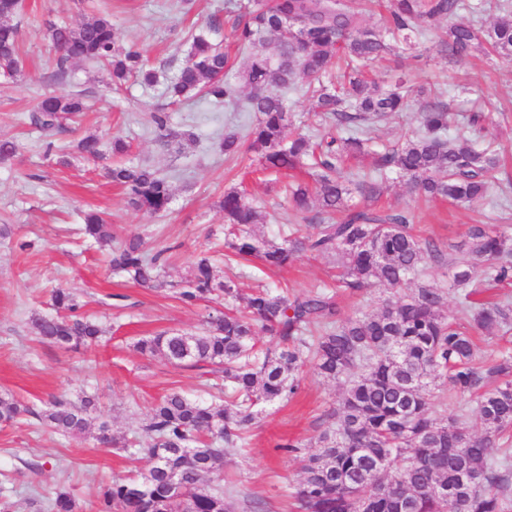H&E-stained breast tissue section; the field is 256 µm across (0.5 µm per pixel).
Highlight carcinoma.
<instances>
[{
  "mask_svg": "<svg viewBox=\"0 0 512 512\" xmlns=\"http://www.w3.org/2000/svg\"><path fill=\"white\" fill-rule=\"evenodd\" d=\"M361 2L373 0H248L232 34L249 50L242 75L249 94L240 98L225 76L228 57L204 34L192 36L188 58L167 90L176 100L201 94L217 103L241 101L259 115L247 139L263 170H295L307 161L314 169L313 184L291 186L289 199L298 213L317 204L318 215L305 232L280 241L255 234L251 225L259 211L239 191L226 192L221 211L234 230L224 236V257H253L280 269L300 253L334 254L337 287L358 292L377 286L396 295L375 313L339 321L333 296L324 291L291 297L281 287L263 286L243 297L233 278L219 277L211 255L199 254L178 298L192 305L218 294L236 306L210 317L204 332L165 331L139 339L135 349L176 366H210L223 374L224 390L209 403L179 392L165 395L142 427L137 448L123 446L146 456L150 467L103 486L97 512H233L235 489L206 485L203 478L241 442L264 405L298 392L309 364L318 377L343 387L331 413L336 427L319 435L314 452L303 454L302 478L291 494L294 512H512V464L491 453L495 437L512 431V354L478 367L472 337L474 331L512 328L511 301L475 299L486 284H512V233L472 224L458 245L466 255L452 275L457 303L468 316V326H461L444 313V289L409 287L418 272L441 259L438 246L417 235L404 215L351 209L352 190L369 198L375 184L339 178L347 158L367 152L375 123L409 107L402 92L363 72L392 50L387 36L409 45L423 23L448 18L455 23L441 43L452 57L463 60L480 48L507 58L512 18L485 28L461 18L466 0H387L380 30L364 24ZM21 9L22 0H0V76L6 80L23 70L18 27L10 23ZM44 27L60 54V75L69 62L81 61L103 66L115 84L131 77L148 86L158 82L142 51L119 43L105 16L77 26L47 21ZM299 77L315 110L331 123L315 138L289 129L285 93L298 88ZM82 111L78 96H50L31 121L60 131ZM448 125V106L436 95L419 131L386 148L380 166L408 177L428 198L472 206L484 199L498 158L471 139L449 138ZM78 150L99 157L102 143L87 136ZM107 178L139 211L154 215L170 207L167 181L147 166L117 164ZM85 232L110 248L113 270L143 287H168L161 254L148 255L141 238L116 240L111 225L94 213L86 216ZM479 267L485 268L480 281ZM53 301L66 315L35 319L34 335L42 342L97 346L102 328L79 313L77 296L58 289ZM267 333L276 344L256 348V337ZM447 385L460 395L477 394L483 433L473 431L464 413L432 416V400ZM94 407L91 397L78 404L55 399L36 411L1 395L0 423L29 414L59 433L81 435L91 427ZM40 509L78 512V504L70 493L58 492Z\"/></svg>",
  "mask_w": 512,
  "mask_h": 512,
  "instance_id": "obj_1",
  "label": "carcinoma"
}]
</instances>
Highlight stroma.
<instances>
[{
  "mask_svg": "<svg viewBox=\"0 0 512 512\" xmlns=\"http://www.w3.org/2000/svg\"><path fill=\"white\" fill-rule=\"evenodd\" d=\"M240 3L24 0L23 12L13 19L20 31L23 74L0 85V138L13 140L17 148L14 157L0 162V226L10 230L0 236V395L37 409L55 396L74 401L95 396V421L107 422L110 436L119 440L134 436L161 396L179 392L204 397L212 375L141 355L134 344L163 331H201L208 315L223 309V298L189 306L171 290L140 287L113 272L108 248L85 241L79 227L83 213H101L118 238L138 236L148 253L165 251L166 276L181 284L198 253L223 255L219 205L228 190L244 192L258 208L263 216L258 229L266 236L304 223V215L289 206L282 181L257 179L253 151L244 146L227 156L214 145L227 130L246 132L255 113L197 98L174 105L166 93L165 77L182 64L192 34L201 31L229 52L232 66L226 76L238 81L244 54L234 42L229 14ZM101 15L111 20L119 42L143 50L161 83L144 87L130 81L116 89L105 70L86 62L68 63L65 76L56 77V54L44 37V21L76 26ZM447 25L444 19L425 24L415 46L394 44L372 67L373 78L383 85L410 73L409 109L382 123L371 152L352 158L345 169L349 175L374 177L377 184L372 199L356 195L352 204L410 216L421 238L439 245L442 262L429 264L413 280L414 285L436 288L448 287V264L461 259L459 245L468 225L512 230V61L479 52L456 61L440 46L439 35ZM434 77L452 115L449 136L472 135L468 116L473 102H480L496 135L494 146L506 158L485 199L471 207L418 195L394 170L377 172L384 146L418 131L428 102L418 87ZM70 93L81 94L87 107L79 123L50 137L32 125L30 116L41 98ZM158 112L167 114L176 139L160 140L152 121ZM89 135L107 144L121 136L129 150L86 159L76 144ZM127 161L149 164L169 181L173 199L167 212L135 210L125 193L112 186L107 168ZM335 269V257L301 254L283 269L269 270L252 261L227 267L225 273L236 277L246 293L262 284L286 287L292 295L323 287L334 294L341 320L373 313L387 298V291L378 287L356 294L337 290ZM58 288L76 291L83 313L100 324L99 346L59 347L33 336L32 317L54 315L52 292ZM338 394L337 383L306 372L299 392L269 406L245 433L242 448L230 450L228 463L219 474L209 475L208 483L220 478L232 483L236 512H253L256 499L270 503V512H289L301 460L280 445L288 440L306 444L334 428L327 414ZM149 465L147 458L129 459L94 434L63 436L32 416L0 424V486L9 489L16 512H39L40 502L59 490L70 492L80 512H92L106 482Z\"/></svg>",
  "mask_w": 512,
  "mask_h": 512,
  "instance_id": "obj_1",
  "label": "stroma"
}]
</instances>
